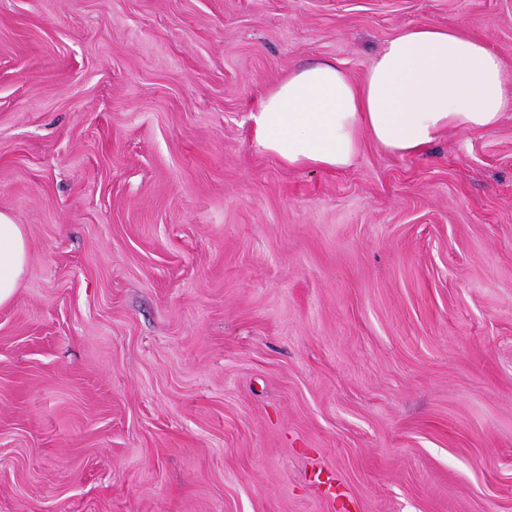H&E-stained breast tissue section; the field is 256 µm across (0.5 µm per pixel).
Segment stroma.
<instances>
[{
	"instance_id": "35a3bbf8",
	"label": "stroma",
	"mask_w": 512,
	"mask_h": 512,
	"mask_svg": "<svg viewBox=\"0 0 512 512\" xmlns=\"http://www.w3.org/2000/svg\"><path fill=\"white\" fill-rule=\"evenodd\" d=\"M421 23L512 70V0H0V512H512V112L340 171L249 137ZM28 263L24 226L0 212V305L14 296Z\"/></svg>"
}]
</instances>
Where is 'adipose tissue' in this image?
I'll use <instances>...</instances> for the list:
<instances>
[{
    "label": "adipose tissue",
    "mask_w": 512,
    "mask_h": 512,
    "mask_svg": "<svg viewBox=\"0 0 512 512\" xmlns=\"http://www.w3.org/2000/svg\"><path fill=\"white\" fill-rule=\"evenodd\" d=\"M509 111L512 71L496 52L461 28L419 24L384 44L363 82L318 61L267 93L249 120L255 148L284 166L339 170L363 141L415 155L451 128L492 131ZM27 263L23 225L0 212V305Z\"/></svg>",
    "instance_id": "1"
}]
</instances>
